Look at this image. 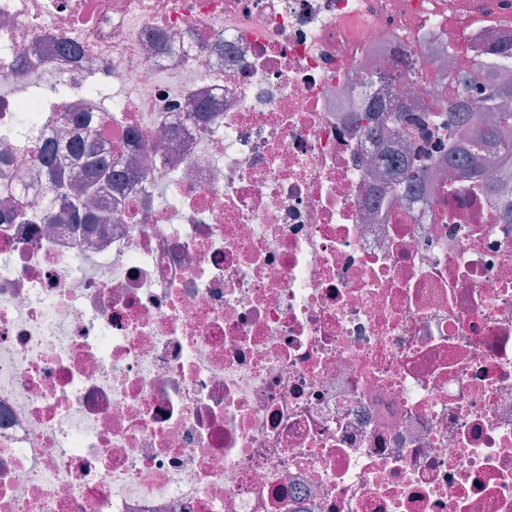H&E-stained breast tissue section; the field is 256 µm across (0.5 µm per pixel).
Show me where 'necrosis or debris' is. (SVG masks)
I'll use <instances>...</instances> for the list:
<instances>
[{
    "label": "necrosis or debris",
    "instance_id": "4bbe7bcc",
    "mask_svg": "<svg viewBox=\"0 0 512 512\" xmlns=\"http://www.w3.org/2000/svg\"><path fill=\"white\" fill-rule=\"evenodd\" d=\"M510 7L0 0V200L68 112L136 160L111 223L0 224V512H512V224L441 149Z\"/></svg>",
    "mask_w": 512,
    "mask_h": 512
}]
</instances>
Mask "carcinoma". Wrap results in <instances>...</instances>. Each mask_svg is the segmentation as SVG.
Returning a JSON list of instances; mask_svg holds the SVG:
<instances>
[{"instance_id":"cac0c4a2","label":"carcinoma","mask_w":512,"mask_h":512,"mask_svg":"<svg viewBox=\"0 0 512 512\" xmlns=\"http://www.w3.org/2000/svg\"><path fill=\"white\" fill-rule=\"evenodd\" d=\"M461 74L472 92L454 109L448 120V161L479 173L478 158L490 146L500 165L512 169V68L448 67V84ZM478 112H494L495 123L487 126L485 140L459 142L455 133L468 126ZM83 132L75 138H55L44 152L48 198L40 205L45 224H108L112 221V189L121 170L112 166V156L100 153L97 133L89 118H81Z\"/></svg>"}]
</instances>
